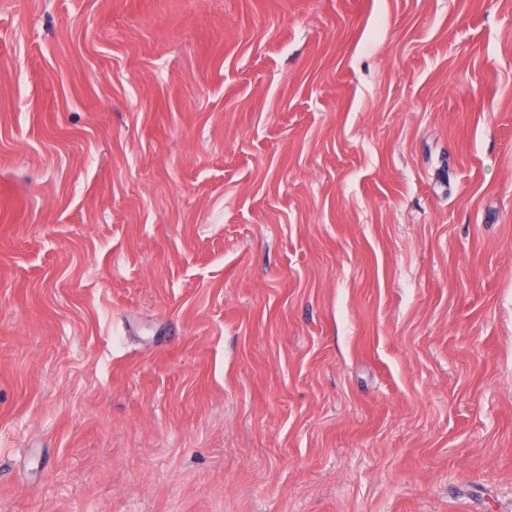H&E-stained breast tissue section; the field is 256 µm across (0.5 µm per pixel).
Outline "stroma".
<instances>
[{"instance_id":"1","label":"stroma","mask_w":512,"mask_h":512,"mask_svg":"<svg viewBox=\"0 0 512 512\" xmlns=\"http://www.w3.org/2000/svg\"><path fill=\"white\" fill-rule=\"evenodd\" d=\"M0 512H512V0H0Z\"/></svg>"}]
</instances>
